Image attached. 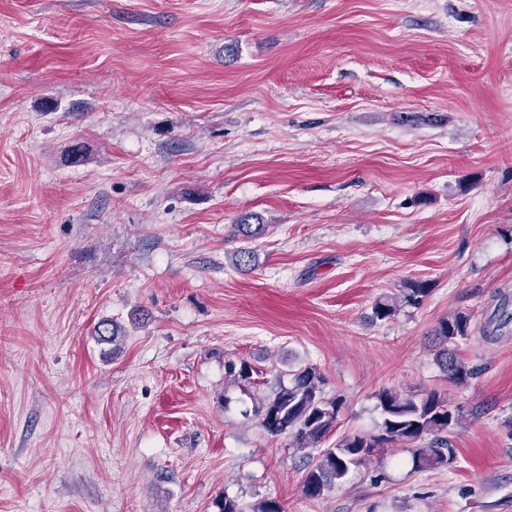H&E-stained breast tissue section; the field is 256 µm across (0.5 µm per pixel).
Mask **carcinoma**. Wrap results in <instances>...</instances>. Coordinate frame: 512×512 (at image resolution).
Listing matches in <instances>:
<instances>
[{
	"label": "carcinoma",
	"instance_id": "1",
	"mask_svg": "<svg viewBox=\"0 0 512 512\" xmlns=\"http://www.w3.org/2000/svg\"><path fill=\"white\" fill-rule=\"evenodd\" d=\"M430 283L411 280L400 293L379 301L374 316L387 319L404 307L417 308L430 295ZM471 315L456 312L441 318L434 336L440 343L436 362L451 379L464 382L474 374L451 346L470 336ZM226 387L258 385L259 371L246 360L224 364ZM325 378L320 369L306 365L276 376L270 390L253 395L254 416L258 426L270 436H288V447L299 451L314 450L305 473L302 492L309 498H320L341 484L351 469L365 465L387 448H401L411 454L414 470L448 468L456 460V449L448 440L464 422L457 408L436 391L420 398L384 388L376 394L381 421L370 432L348 433L336 444L325 446L336 431L345 405L340 395L327 396ZM216 512H283L275 499L261 500L246 508L228 494L213 502Z\"/></svg>",
	"mask_w": 512,
	"mask_h": 512
}]
</instances>
